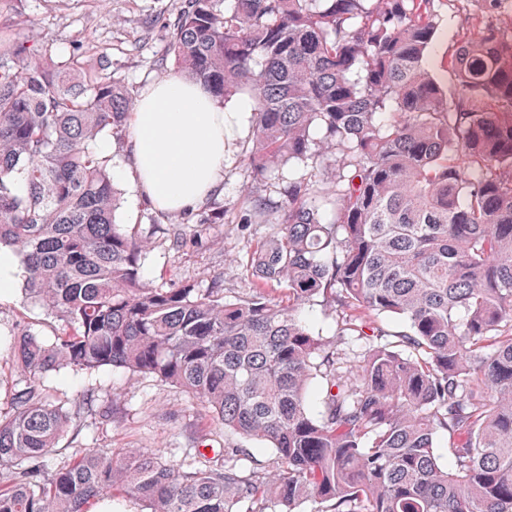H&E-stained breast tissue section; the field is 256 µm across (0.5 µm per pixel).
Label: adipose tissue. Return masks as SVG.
I'll list each match as a JSON object with an SVG mask.
<instances>
[{
    "instance_id": "1",
    "label": "adipose tissue",
    "mask_w": 512,
    "mask_h": 512,
    "mask_svg": "<svg viewBox=\"0 0 512 512\" xmlns=\"http://www.w3.org/2000/svg\"><path fill=\"white\" fill-rule=\"evenodd\" d=\"M252 109L245 96L238 111H229L178 74L143 91L129 125L131 172L144 196L167 212L204 200L221 179L230 131Z\"/></svg>"
}]
</instances>
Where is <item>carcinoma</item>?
Returning a JSON list of instances; mask_svg holds the SVG:
<instances>
[{
    "label": "carcinoma",
    "instance_id": "1",
    "mask_svg": "<svg viewBox=\"0 0 512 512\" xmlns=\"http://www.w3.org/2000/svg\"><path fill=\"white\" fill-rule=\"evenodd\" d=\"M476 2L446 91L424 69L436 0H182L170 53L217 103L253 98L255 179L302 166L279 205L255 201L277 231L235 300L143 278L150 238L117 223L112 156L93 148L129 134L108 48L56 60L0 27V248L56 322L51 342L9 332L28 386L0 415V512H89L116 488L149 512H512V0ZM318 299L342 308L332 340L301 319ZM354 337L365 349L341 352ZM104 367L181 388L273 457L88 448L49 470L73 412L44 380Z\"/></svg>",
    "mask_w": 512,
    "mask_h": 512
}]
</instances>
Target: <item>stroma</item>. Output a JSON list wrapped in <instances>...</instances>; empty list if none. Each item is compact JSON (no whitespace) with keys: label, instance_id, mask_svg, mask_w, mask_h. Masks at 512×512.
I'll list each match as a JSON object with an SVG mask.
<instances>
[{"label":"stroma","instance_id":"35a3bbf8","mask_svg":"<svg viewBox=\"0 0 512 512\" xmlns=\"http://www.w3.org/2000/svg\"><path fill=\"white\" fill-rule=\"evenodd\" d=\"M181 0H0V24L31 41L52 43L66 55L75 41L106 44L112 49L108 64L131 97L139 95L160 77L167 62L168 19L174 18ZM437 32L426 55L425 67L442 86H449L448 57L456 48L468 17L477 12L475 0H437ZM253 134L251 123L241 121L235 131L218 190L204 201L176 213L150 207L127 171L128 140L109 136L99 141L112 157L120 193L119 223L127 230L150 237L152 246L141 256L144 278L157 286L192 283L200 288L223 289L225 298L251 295L256 282L247 262L256 246L276 227L241 215L251 213L252 201L265 199L277 205L289 176L299 168L280 169L267 179H254L245 150ZM224 212L220 224L208 223L214 209ZM55 322L31 304L22 287L0 297V330L26 328L43 340L53 338ZM53 401L77 407L50 469L66 465L87 448H149L174 462L187 454L214 457L228 448L248 449L249 467L267 465L273 456L264 444L247 442L224 430L199 400L152 377H130L119 369L93 373L64 369L44 381ZM111 408V419L101 416Z\"/></svg>","mask_w":512,"mask_h":512}]
</instances>
